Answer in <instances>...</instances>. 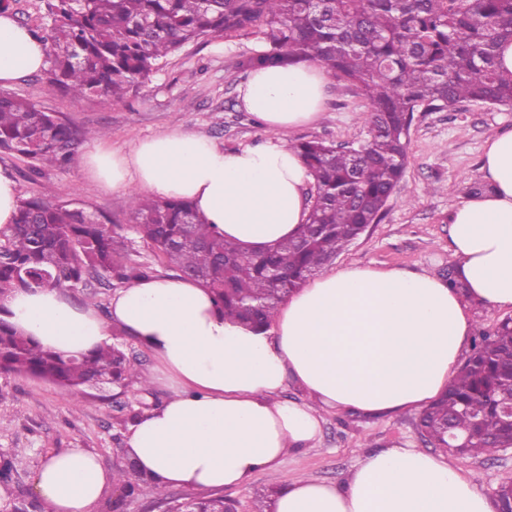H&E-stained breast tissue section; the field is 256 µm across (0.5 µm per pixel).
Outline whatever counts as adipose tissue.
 <instances>
[{
    "label": "adipose tissue",
    "instance_id": "ef3b65f1",
    "mask_svg": "<svg viewBox=\"0 0 512 512\" xmlns=\"http://www.w3.org/2000/svg\"><path fill=\"white\" fill-rule=\"evenodd\" d=\"M48 65L46 46L0 13V86ZM328 74L315 62L253 70L240 89L264 122L261 143L227 151L170 131L80 165L99 186L188 201L247 252L298 233L307 218L308 169L287 141L318 119ZM480 171L489 193L450 210L463 291L425 273L351 267L320 274L256 333L225 319L214 295L183 275L143 278L117 291L109 319L60 290L19 291L4 302L25 334L65 356L110 343L118 325L154 358L174 393L130 429L127 445L158 486L210 490L278 470L315 447L325 412L381 418L417 411L447 387L470 348L473 308H512V131L490 135ZM303 399H286L287 384ZM106 484L99 459L71 448L48 459L34 491L52 512H94ZM273 512H493L491 499L443 454L408 442L358 456L347 479L295 476Z\"/></svg>",
    "mask_w": 512,
    "mask_h": 512
}]
</instances>
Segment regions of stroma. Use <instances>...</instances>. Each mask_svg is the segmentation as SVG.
I'll return each instance as SVG.
<instances>
[{
	"instance_id": "1",
	"label": "stroma",
	"mask_w": 512,
	"mask_h": 512,
	"mask_svg": "<svg viewBox=\"0 0 512 512\" xmlns=\"http://www.w3.org/2000/svg\"><path fill=\"white\" fill-rule=\"evenodd\" d=\"M252 35L206 39L170 55L146 83L117 104L74 101L52 92L45 73L15 81L11 93L38 102L77 128H101L112 148L127 150L140 140L172 130L201 134L227 149L257 144L266 136L263 121L242 108L239 88L249 73L240 60L261 50ZM367 104L352 84L330 80L320 119L290 132L292 141L320 139L335 145L365 139ZM512 130V107L464 102L442 112L415 113L407 164L397 191L378 223L337 256L334 269L369 266L399 268L447 279L457 259L450 246L449 209L465 200L466 186L480 179V157L487 137ZM23 197L51 192L61 202L75 200L85 210L105 215L121 229L125 259L148 267L151 275L170 274L152 246L134 228L130 195L91 183L79 162L64 169L39 165L0 153ZM137 375L123 386L85 387L77 393L23 374L0 373V455L11 456L8 485H0V512H11L16 499H34V478L52 455L69 448L95 454L104 472L125 464L131 426L146 411L167 400L172 389L155 377L153 357L132 337H116ZM416 413L366 419L348 412L325 414L316 447L289 455L280 471L220 489L237 502L238 512L271 506L286 478L303 475L342 483L361 450L396 441L421 445ZM461 467L485 493L512 481V454L498 452L461 460Z\"/></svg>"
}]
</instances>
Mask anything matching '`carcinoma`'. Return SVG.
I'll return each instance as SVG.
<instances>
[{"label": "carcinoma", "mask_w": 512, "mask_h": 512, "mask_svg": "<svg viewBox=\"0 0 512 512\" xmlns=\"http://www.w3.org/2000/svg\"><path fill=\"white\" fill-rule=\"evenodd\" d=\"M44 23L30 32L48 50L50 90L74 100L118 103L163 59L207 38L256 35L262 50L239 67L322 64L368 101L367 138L336 146L293 145L316 190L306 223L294 238L259 253L217 235L184 200L135 196L132 220L159 259L209 288L224 316L260 331L278 306L380 220L402 180L416 112L461 102L512 106V73L496 51L512 41V0H44ZM80 130L40 104L0 93V152L31 163L68 167ZM124 239L103 216L50 194L21 201L15 224L0 230V299L15 290L76 288L90 277L131 283L148 268L124 260ZM0 305V373L28 374L72 392L121 385L134 377L121 348L65 357L43 348L8 320ZM512 393V322L479 338L446 393L421 411L425 445L444 448L449 435L469 438L463 454L492 456L512 427L497 409ZM110 479L130 495L170 500L137 466H118ZM233 512L222 496L195 498L194 512Z\"/></svg>", "instance_id": "1"}]
</instances>
